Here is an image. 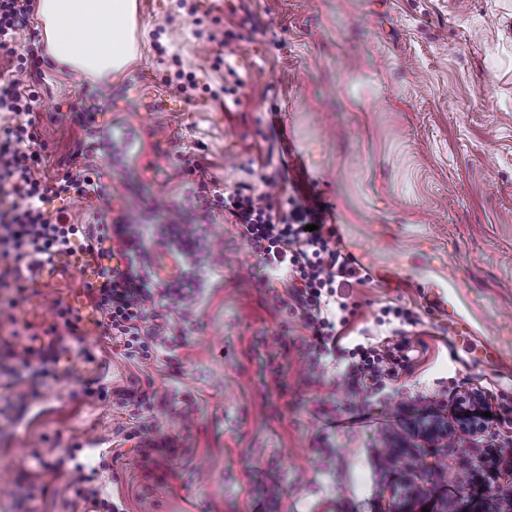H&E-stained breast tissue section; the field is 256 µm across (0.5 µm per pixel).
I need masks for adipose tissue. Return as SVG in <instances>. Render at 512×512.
I'll list each match as a JSON object with an SVG mask.
<instances>
[{"label":"adipose tissue","mask_w":512,"mask_h":512,"mask_svg":"<svg viewBox=\"0 0 512 512\" xmlns=\"http://www.w3.org/2000/svg\"><path fill=\"white\" fill-rule=\"evenodd\" d=\"M51 22L50 59L110 83L135 57L134 0H40Z\"/></svg>","instance_id":"ef3b65f1"}]
</instances>
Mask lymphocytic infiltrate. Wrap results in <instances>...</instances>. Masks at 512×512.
Returning a JSON list of instances; mask_svg holds the SVG:
<instances>
[{
    "instance_id": "1",
    "label": "lymphocytic infiltrate",
    "mask_w": 512,
    "mask_h": 512,
    "mask_svg": "<svg viewBox=\"0 0 512 512\" xmlns=\"http://www.w3.org/2000/svg\"><path fill=\"white\" fill-rule=\"evenodd\" d=\"M31 14V0H0V50L18 61L11 78L0 79V112L9 118L0 127V321L29 335L28 345L17 348L9 343L0 350V402L21 414L45 387L65 377L59 351L79 331V315L63 304L56 307L62 325L49 328L46 342L33 333L30 322L17 317L41 268L70 257L90 268L93 279L85 290L100 315L101 333L129 358L148 357L153 342L168 340L158 310L186 288L182 280L157 282L150 255L130 225L104 223L89 230L70 223L64 209L55 208V201L74 195L104 202L109 192L100 173L86 166L65 172L51 184L40 174L36 95L25 83L30 74L27 55L15 42ZM286 175L281 168L263 176V188L240 184L225 192V212L233 217L240 236L258 248L266 280L284 284L290 307L311 333L317 364L335 362L337 352H346L349 362L343 377L356 396L396 382L413 370L408 339L388 336L346 344L351 315L346 290L367 283L369 275L340 247L335 226L324 223L315 198L290 207L270 194V186ZM416 414L419 427L470 419L481 433L490 423L506 420L504 413L492 411L485 392L477 388L458 395L448 412L429 402L417 407ZM98 474V468L76 465L69 485L93 512H126L123 500L101 497L95 484Z\"/></svg>"
}]
</instances>
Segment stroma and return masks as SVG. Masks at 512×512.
<instances>
[{"label": "stroma", "mask_w": 512, "mask_h": 512, "mask_svg": "<svg viewBox=\"0 0 512 512\" xmlns=\"http://www.w3.org/2000/svg\"><path fill=\"white\" fill-rule=\"evenodd\" d=\"M135 0L137 60L102 101L112 152L90 162L112 190L111 218L137 225L162 281L193 269L198 292L163 312L173 345L129 362L87 305L77 268L51 272L20 315L43 331L55 305L78 308L69 370L22 418H0V512H88L46 462L106 460L101 497L129 512H390L402 472L426 490L413 512H480L476 485L512 478L494 458L512 430L430 442L408 438L387 456L416 400L441 404L475 387L512 407V0ZM166 54H159L158 46ZM179 64H172V56ZM223 65H216V57ZM195 73L199 92L166 85ZM95 79L58 73L41 55L34 75L41 175L73 169L87 137ZM289 168L279 197L311 194L370 282L349 291L353 330L391 333L401 308L414 369L353 400L334 367L315 364L312 338L268 286L260 255L205 190L257 182ZM195 227V260L169 239L172 216ZM97 355L84 362L81 348ZM153 393L142 412L176 451L151 470L125 435L132 409L88 398Z\"/></svg>", "instance_id": "obj_1"}]
</instances>
